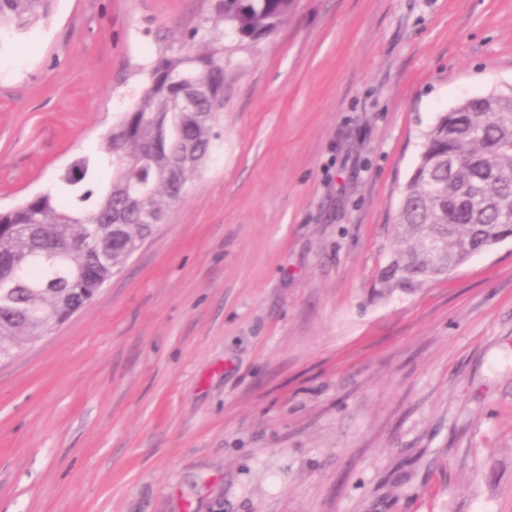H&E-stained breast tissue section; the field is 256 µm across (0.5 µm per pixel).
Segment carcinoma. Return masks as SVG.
<instances>
[{
  "instance_id": "obj_1",
  "label": "carcinoma",
  "mask_w": 512,
  "mask_h": 512,
  "mask_svg": "<svg viewBox=\"0 0 512 512\" xmlns=\"http://www.w3.org/2000/svg\"><path fill=\"white\" fill-rule=\"evenodd\" d=\"M292 0H218L217 17L243 38L273 34ZM53 0H0V34L48 18ZM224 50L158 57L138 101L105 143L112 177L98 190L83 157L61 176L64 202L46 192L0 212V360L63 324L87 292L117 274L165 221L220 140ZM186 94L191 109L178 110ZM458 172L448 173V158ZM482 184L473 201L468 184ZM512 234V88L467 98L425 134L394 224L397 250L379 277L382 293L409 295L442 280L487 243ZM28 270L25 285L13 269Z\"/></svg>"
}]
</instances>
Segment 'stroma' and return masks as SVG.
<instances>
[{"mask_svg":"<svg viewBox=\"0 0 512 512\" xmlns=\"http://www.w3.org/2000/svg\"><path fill=\"white\" fill-rule=\"evenodd\" d=\"M55 0L0 43V211L158 56L224 49L222 138L98 296L0 364V512H512V239L382 296L426 132L512 85V0ZM291 4L292 0H218L215 11L242 38L259 40L276 31Z\"/></svg>","mask_w":512,"mask_h":512,"instance_id":"35a3bbf8","label":"stroma"}]
</instances>
